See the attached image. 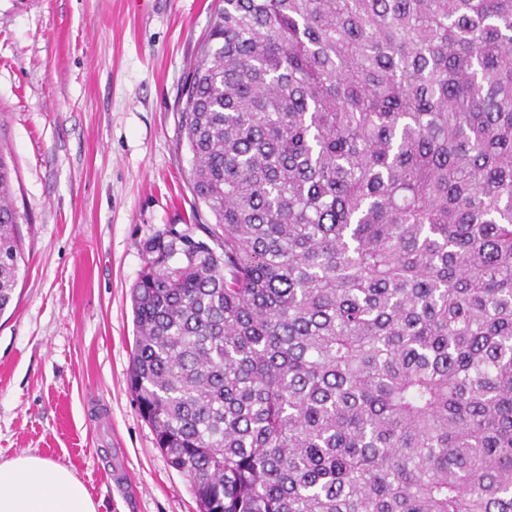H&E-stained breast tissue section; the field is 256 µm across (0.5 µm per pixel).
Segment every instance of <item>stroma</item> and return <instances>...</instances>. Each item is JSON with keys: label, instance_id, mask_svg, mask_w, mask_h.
Wrapping results in <instances>:
<instances>
[{"label": "stroma", "instance_id": "1", "mask_svg": "<svg viewBox=\"0 0 512 512\" xmlns=\"http://www.w3.org/2000/svg\"><path fill=\"white\" fill-rule=\"evenodd\" d=\"M212 0H0V145L25 262L0 313V462L69 467L99 512H199L127 386L144 240L192 224L181 87Z\"/></svg>", "mask_w": 512, "mask_h": 512}]
</instances>
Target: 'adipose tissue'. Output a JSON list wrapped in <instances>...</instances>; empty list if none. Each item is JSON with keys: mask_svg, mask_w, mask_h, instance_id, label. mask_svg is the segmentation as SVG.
Wrapping results in <instances>:
<instances>
[{"mask_svg": "<svg viewBox=\"0 0 512 512\" xmlns=\"http://www.w3.org/2000/svg\"><path fill=\"white\" fill-rule=\"evenodd\" d=\"M0 512H98L68 467L35 455L0 462Z\"/></svg>", "mask_w": 512, "mask_h": 512, "instance_id": "1", "label": "adipose tissue"}]
</instances>
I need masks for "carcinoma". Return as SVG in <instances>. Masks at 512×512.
<instances>
[{
    "label": "carcinoma",
    "instance_id": "cac0c4a2",
    "mask_svg": "<svg viewBox=\"0 0 512 512\" xmlns=\"http://www.w3.org/2000/svg\"><path fill=\"white\" fill-rule=\"evenodd\" d=\"M183 93L129 385L200 512H512V0H218Z\"/></svg>",
    "mask_w": 512,
    "mask_h": 512
}]
</instances>
